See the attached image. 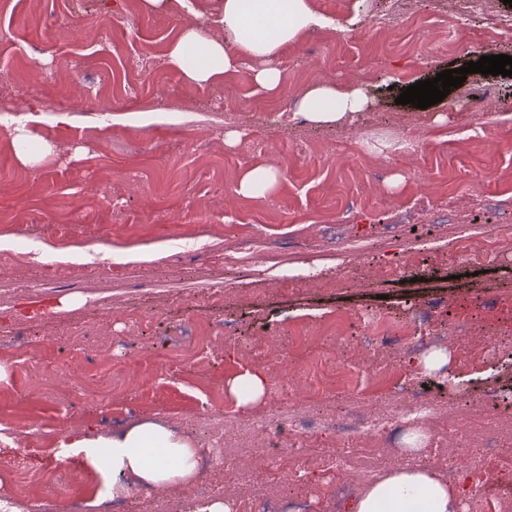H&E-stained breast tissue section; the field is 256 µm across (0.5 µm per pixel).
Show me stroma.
Returning a JSON list of instances; mask_svg holds the SVG:
<instances>
[{"label":"stroma","instance_id":"stroma-1","mask_svg":"<svg viewBox=\"0 0 512 512\" xmlns=\"http://www.w3.org/2000/svg\"><path fill=\"white\" fill-rule=\"evenodd\" d=\"M222 2L9 0L0 10V74L42 76L15 117L29 149L44 141L55 148L40 168H27L17 159V129L0 123V228L13 235L14 250H29L47 224L89 246L170 248L155 264H116L108 275L60 259L0 278V347L14 349L0 381V425L30 432L24 448L0 441V501L16 496L20 468L33 477L31 512L95 501L111 472L95 457L56 451L58 436L157 417L180 426L204 406H235L224 383L240 368L270 378L269 355L325 347L340 366L378 350L394 371L372 373L373 399L404 389L434 400L441 423L424 446L429 463L473 485L485 467L498 468L501 482L485 497L512 501V452L495 444L498 393L512 387V255L458 251L463 235L477 243L495 227L512 236V122L498 117L512 99V75L467 74L423 110L397 102L407 86L501 54L512 34L498 18L512 6L494 0L471 12L465 0H404L406 23L390 27L392 0H311L334 26L288 47L279 61L283 86L271 95L245 68L198 86L169 65L167 47L183 26L204 23L221 34ZM325 82L361 86L369 108L336 124L308 123L299 97ZM102 97L114 107L99 131L94 103ZM477 97L490 100L488 112L467 109ZM217 110L241 113V139L226 144L221 129L206 151L195 150L203 131L194 114ZM267 142L288 163L271 197L258 201L237 188L263 162ZM246 224L257 225L275 260L242 275L223 250H200L212 231L235 246ZM392 254L422 278L405 282L383 268ZM376 264L379 275L365 279ZM447 288L455 292L447 305L408 314L407 297ZM367 311L386 317L419 353L447 349L454 389L383 347L358 320ZM226 328L223 345L206 350L210 364L164 361L174 343ZM478 338L488 345L481 353ZM77 342L91 362L106 349L134 350L93 399L73 369ZM474 417L483 439L462 456L441 448L442 434L467 430ZM224 470L233 483L263 472L282 480L284 501L331 512L334 473L290 470L262 448L229 449Z\"/></svg>","mask_w":512,"mask_h":512}]
</instances>
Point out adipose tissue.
I'll list each match as a JSON object with an SVG mask.
<instances>
[{
    "instance_id": "obj_1",
    "label": "adipose tissue",
    "mask_w": 512,
    "mask_h": 512,
    "mask_svg": "<svg viewBox=\"0 0 512 512\" xmlns=\"http://www.w3.org/2000/svg\"><path fill=\"white\" fill-rule=\"evenodd\" d=\"M223 37L207 26H184L168 50L169 62L198 85L219 81L231 68L246 65L258 86L269 93L280 88L278 62L288 45L303 34L329 26L310 0H223ZM202 59L187 65L190 50ZM368 98L359 86L324 83L304 91L299 110L308 121L325 125L364 111ZM410 462L386 471L363 485L349 499L344 512H464L465 496L426 461L416 436H408ZM59 447L89 453L110 449L112 496L125 499L137 489L189 485L200 475L196 443L176 427L159 419L141 420L121 429L76 430L63 435Z\"/></svg>"
}]
</instances>
